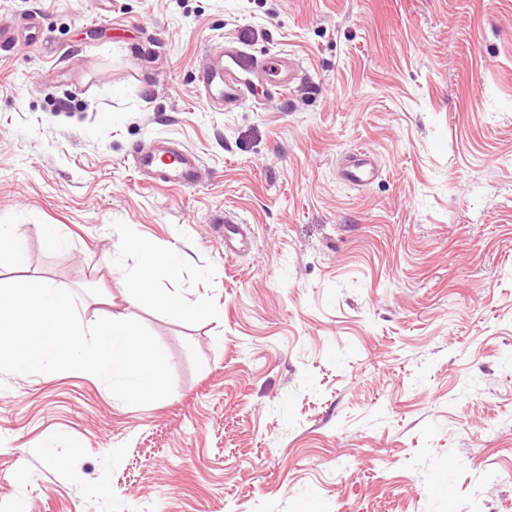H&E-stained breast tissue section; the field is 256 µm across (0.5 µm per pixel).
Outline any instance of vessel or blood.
Returning <instances> with one entry per match:
<instances>
[{
    "instance_id": "1",
    "label": "vessel or blood",
    "mask_w": 512,
    "mask_h": 512,
    "mask_svg": "<svg viewBox=\"0 0 512 512\" xmlns=\"http://www.w3.org/2000/svg\"><path fill=\"white\" fill-rule=\"evenodd\" d=\"M276 71L275 81H268L269 71ZM300 78L292 57L260 59L247 50L225 42L209 49L199 66L201 99L207 107L233 108L256 101L262 95L284 93ZM136 161L153 180L182 187L195 185L200 170L198 156L172 143L138 150ZM343 178L357 186L369 184L374 169L363 149L354 150L343 171ZM247 245L242 225L224 226V253L237 256Z\"/></svg>"
}]
</instances>
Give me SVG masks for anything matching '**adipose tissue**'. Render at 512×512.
<instances>
[{
    "instance_id": "1",
    "label": "adipose tissue",
    "mask_w": 512,
    "mask_h": 512,
    "mask_svg": "<svg viewBox=\"0 0 512 512\" xmlns=\"http://www.w3.org/2000/svg\"><path fill=\"white\" fill-rule=\"evenodd\" d=\"M179 261V254L172 251L160 247L145 249L142 266L133 281L132 298H148L160 308L172 310L188 317L209 315L210 310L204 302L198 301L189 304L179 301L171 293L156 287V273L163 269L174 268Z\"/></svg>"
}]
</instances>
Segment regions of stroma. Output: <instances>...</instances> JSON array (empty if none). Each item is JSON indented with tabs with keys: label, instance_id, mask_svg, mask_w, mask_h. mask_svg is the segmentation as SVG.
I'll return each instance as SVG.
<instances>
[{
	"label": "stroma",
	"instance_id": "stroma-1",
	"mask_svg": "<svg viewBox=\"0 0 512 512\" xmlns=\"http://www.w3.org/2000/svg\"><path fill=\"white\" fill-rule=\"evenodd\" d=\"M31 18L0 49V225L26 251L0 283L140 321L174 388L0 377V512H512V0H0V26ZM224 39L298 83L205 108ZM160 139L196 186L138 169ZM358 147L364 187L338 175ZM159 245L182 263L157 287L220 319L130 302ZM224 224V254L228 258L237 256L247 245L242 224Z\"/></svg>",
	"mask_w": 512,
	"mask_h": 512
}]
</instances>
